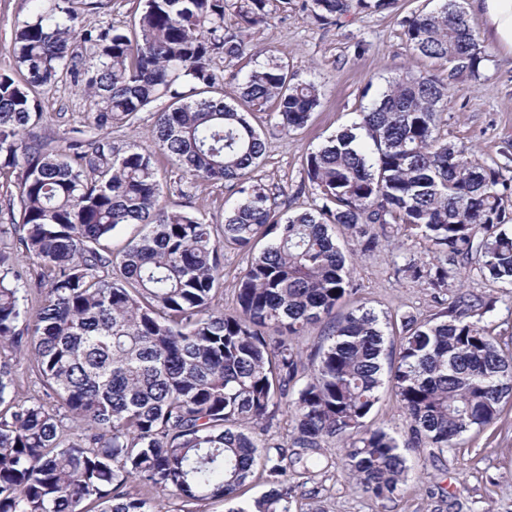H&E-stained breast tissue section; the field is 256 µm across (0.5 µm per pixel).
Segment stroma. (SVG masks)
<instances>
[{"mask_svg": "<svg viewBox=\"0 0 512 512\" xmlns=\"http://www.w3.org/2000/svg\"><path fill=\"white\" fill-rule=\"evenodd\" d=\"M439 0H396L393 8L370 15L349 14L332 26H319L292 11L254 31L251 44L270 47L287 61L296 80H316L320 105L302 130L268 138L263 162L255 179L270 189H282L290 209L308 206L311 194L302 190L306 154L328 137L351 125L365 105L367 87H385L396 73L409 71L447 77L442 61L415 55L406 43L403 20L414 13L438 9ZM27 0H0V72L14 68L9 50L13 33L28 17ZM488 61L478 80L461 78L444 101L449 140L464 142L476 159L493 164L504 142H512V56L487 45ZM42 119L35 134L57 140L74 128L90 130L91 114L81 88L58 84L40 97ZM153 111L141 113L137 128L113 125L110 138L123 145L137 142L140 151L155 155L164 181L177 177L175 167L159 156L150 135ZM227 192L223 183L206 182L186 188L179 202L206 214L213 223L224 219ZM427 242L415 235H398L372 253H357L353 260L355 298L378 311L425 317L437 311L433 292L421 283L396 275L395 257L426 256ZM453 288L468 289L494 298L496 309L489 328L503 348L512 349V293L501 284L483 279L475 264H466ZM324 467L294 475L297 499L307 512H512V403L483 433L467 434L461 448L442 454L425 447L407 449L410 471L406 483L390 500L363 494L343 468L344 449L332 441L321 450ZM317 498H309L310 487Z\"/></svg>", "mask_w": 512, "mask_h": 512, "instance_id": "obj_1", "label": "stroma"}]
</instances>
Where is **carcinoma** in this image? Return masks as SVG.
I'll list each match as a JSON object with an SVG mask.
<instances>
[{
    "label": "carcinoma",
    "mask_w": 512,
    "mask_h": 512,
    "mask_svg": "<svg viewBox=\"0 0 512 512\" xmlns=\"http://www.w3.org/2000/svg\"><path fill=\"white\" fill-rule=\"evenodd\" d=\"M29 4L14 69L0 73V178L16 189L17 250L40 264L48 287L26 318L23 273L0 251V347L27 350L46 398L18 397L0 363V512L231 503L257 472L268 490L228 512H297L288 471L327 438L346 441L344 468L363 493L390 499L409 465L395 431L367 424L385 385L415 446L443 453L500 418L512 401V354L485 325L495 301L443 298L472 260L481 277L512 288V144L487 165L440 132L454 82L479 79L488 60L462 0L403 20L410 49L448 64V76L403 72L375 90L358 122L305 156L312 204L291 214L284 191L252 177L268 145L252 119L303 129L318 84L294 81L268 48L262 65L227 78L214 61L247 57L248 32L285 5L325 26L395 0H143L128 28H85L72 0ZM77 40L91 59L75 52ZM64 80L86 94L96 133L72 129L53 147L31 129L39 92ZM226 83L237 89L231 102ZM160 100L159 153L182 186L224 182L223 223L171 204L154 159L109 140L112 124L133 127ZM127 224L149 230L118 253L103 245ZM338 229L364 252L381 235H420L429 259L405 257L396 273L433 290L440 310L419 319L351 302ZM226 249L248 255L231 311L215 303ZM347 302L304 367L307 328ZM282 406L288 447L265 438ZM131 483L145 494L132 496Z\"/></svg>",
    "instance_id": "cac0c4a2"
}]
</instances>
